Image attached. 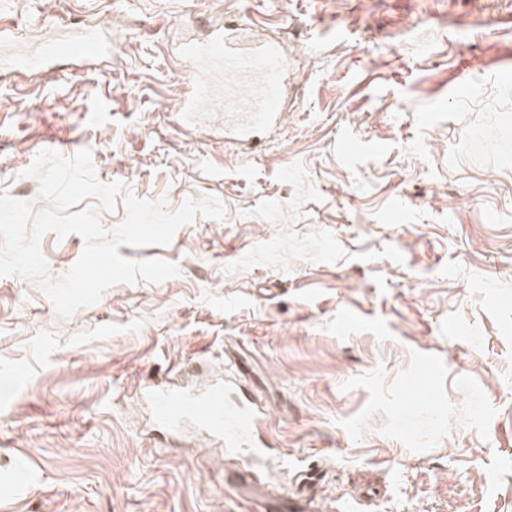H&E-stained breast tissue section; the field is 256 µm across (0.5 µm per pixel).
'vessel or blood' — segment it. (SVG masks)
I'll return each mask as SVG.
<instances>
[{
  "label": "vessel or blood",
  "instance_id": "1",
  "mask_svg": "<svg viewBox=\"0 0 512 512\" xmlns=\"http://www.w3.org/2000/svg\"><path fill=\"white\" fill-rule=\"evenodd\" d=\"M98 29L87 28L71 37L45 42L21 56L20 67L30 73L57 61L90 63L111 52ZM187 80L178 101L183 114L208 107L224 114V138L245 153L257 152L259 135L280 127L285 119L284 100L292 87L291 63L273 40L243 43L237 28L212 30L206 38L186 43L180 51ZM139 398L150 403L155 420L171 425L192 419L228 448H246L259 423L254 410L228 408L224 381L190 391L168 380L144 385Z\"/></svg>",
  "mask_w": 512,
  "mask_h": 512
}]
</instances>
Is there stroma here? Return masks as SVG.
Segmentation results:
<instances>
[{
    "label": "stroma",
    "mask_w": 512,
    "mask_h": 512,
    "mask_svg": "<svg viewBox=\"0 0 512 512\" xmlns=\"http://www.w3.org/2000/svg\"><path fill=\"white\" fill-rule=\"evenodd\" d=\"M0 0L12 54L48 28L101 26L92 66L0 77V190L37 199L40 151L90 149L97 178L144 199L217 196L160 258L179 276L118 283L60 317L0 278V512H264L240 455L135 395L240 357L266 413L254 473L274 494L320 464L309 512H512V0ZM237 18L304 58L288 124L259 155L224 115L166 111L183 42ZM83 238L41 240L51 277ZM432 355L428 370L423 355ZM375 473L364 496L359 474Z\"/></svg>",
    "instance_id": "35a3bbf8"
}]
</instances>
